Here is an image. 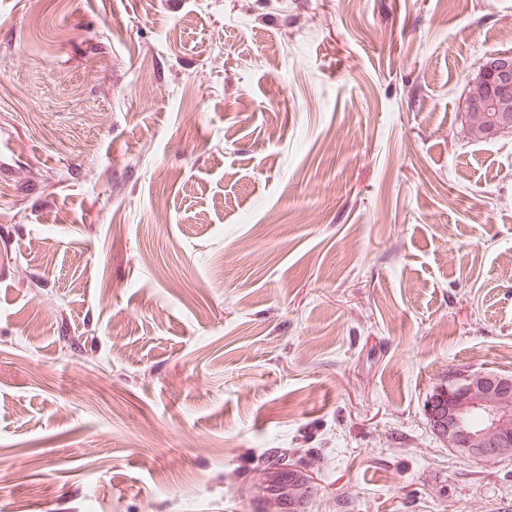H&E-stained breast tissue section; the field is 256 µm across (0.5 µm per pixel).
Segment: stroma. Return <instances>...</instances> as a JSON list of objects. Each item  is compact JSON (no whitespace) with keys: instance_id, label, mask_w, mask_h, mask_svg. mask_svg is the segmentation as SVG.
Instances as JSON below:
<instances>
[{"instance_id":"stroma-1","label":"stroma","mask_w":512,"mask_h":512,"mask_svg":"<svg viewBox=\"0 0 512 512\" xmlns=\"http://www.w3.org/2000/svg\"><path fill=\"white\" fill-rule=\"evenodd\" d=\"M512 0H0V512H512ZM480 79L484 84L490 80L495 94L485 109V132L488 138L497 137L512 130V51L490 54L484 61ZM490 112V113H488ZM489 114V115H488ZM439 391L445 405L429 407V421L448 448L480 461L512 456L511 377L477 371L454 377ZM289 482L295 486V492L289 497L276 498L277 489L281 487L288 488ZM303 487V475L301 473L296 472L288 475V473L272 468L270 478L263 494L258 499L256 497L254 498V510L303 512L306 509V498Z\"/></svg>"}]
</instances>
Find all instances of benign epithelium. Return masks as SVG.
Returning <instances> with one entry per match:
<instances>
[{
    "mask_svg": "<svg viewBox=\"0 0 512 512\" xmlns=\"http://www.w3.org/2000/svg\"><path fill=\"white\" fill-rule=\"evenodd\" d=\"M480 79L495 94L487 112V137L512 130V51L490 54ZM444 404L429 411L430 426L460 455L480 461L512 456V378L488 371L462 374L440 389Z\"/></svg>",
    "mask_w": 512,
    "mask_h": 512,
    "instance_id": "7a95c632",
    "label": "benign epithelium"
}]
</instances>
